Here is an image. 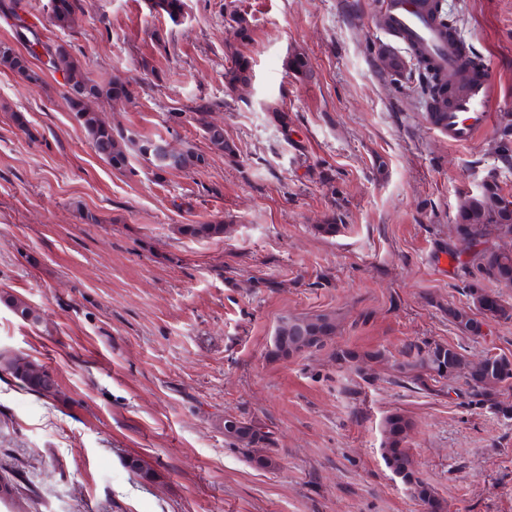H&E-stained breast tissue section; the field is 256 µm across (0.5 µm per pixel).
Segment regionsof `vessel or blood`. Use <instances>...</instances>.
Instances as JSON below:
<instances>
[{
  "instance_id": "vessel-or-blood-1",
  "label": "vessel or blood",
  "mask_w": 512,
  "mask_h": 512,
  "mask_svg": "<svg viewBox=\"0 0 512 512\" xmlns=\"http://www.w3.org/2000/svg\"><path fill=\"white\" fill-rule=\"evenodd\" d=\"M384 27L409 46L425 65L449 78H461L445 107L440 108L436 128L453 144L471 142L491 122L496 85L483 60L466 63L459 45L440 27L433 15V0H379Z\"/></svg>"
}]
</instances>
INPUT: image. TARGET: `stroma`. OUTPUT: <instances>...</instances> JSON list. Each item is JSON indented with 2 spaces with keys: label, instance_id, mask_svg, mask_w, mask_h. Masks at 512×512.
Masks as SVG:
<instances>
[{
  "label": "stroma",
  "instance_id": "stroma-1",
  "mask_svg": "<svg viewBox=\"0 0 512 512\" xmlns=\"http://www.w3.org/2000/svg\"><path fill=\"white\" fill-rule=\"evenodd\" d=\"M25 2L26 25L71 47L91 78L131 79L130 102L96 105L113 127L208 163L158 174L134 156L113 170L69 111L62 72L32 59L34 84L0 68V295L41 317L25 323L0 302V354L56 381L45 397L0 370V480L16 488L0 512H422L382 457L395 410L413 421L408 446L446 512H512V421L395 385L389 363L423 340L512 358V319L480 336L448 319L470 304L460 204L490 180L512 197L497 153L512 128V0H445L498 85L491 124L465 145L432 128L418 64L376 0H185L175 22L150 0H81L64 29L48 0ZM234 8L254 32L252 79L231 93ZM298 53L309 76L287 66ZM202 98L221 102L212 117L236 159L211 152L193 120ZM331 216L333 236L318 229ZM209 223L223 236L178 231ZM312 313L335 314L332 340L272 358L280 319ZM337 348L388 360L366 382L336 365ZM228 414L273 431L277 468L225 441Z\"/></svg>",
  "mask_w": 512,
  "mask_h": 512
}]
</instances>
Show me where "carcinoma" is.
Listing matches in <instances>:
<instances>
[{"mask_svg": "<svg viewBox=\"0 0 512 512\" xmlns=\"http://www.w3.org/2000/svg\"><path fill=\"white\" fill-rule=\"evenodd\" d=\"M184 6L185 0H152L151 4L154 11L165 12L173 21L182 15ZM50 9L53 22L59 27H65L73 21L79 9V0H50ZM230 21L233 23L237 42L241 45L249 42L252 25L247 14L234 10L230 12ZM34 44L43 49L49 67L63 73L69 87L66 102L70 111L89 136L96 152L113 169L127 170L131 152L136 151L142 155L155 146L153 141L136 142L123 135L107 123L100 113L86 105L87 98H105L112 101L128 99L131 95L128 81L114 77L106 83H99L80 68L67 46L50 44L39 39ZM227 57L229 65L224 68V85L234 90L250 81V61L236 48L227 50ZM0 67L30 82L38 81V75L31 70L28 59L9 46H0ZM222 107V101H202L195 105L194 111L211 148L233 159L236 157V146L224 139V130L212 128L211 122L207 121L210 112ZM206 163L204 154L186 148L174 162L158 165L156 169L159 172L169 169L190 171L202 168ZM499 200L501 190L498 185L494 183L485 186L479 194L468 198L460 207L456 229L481 247L477 257L470 260V264L481 276L506 285L512 284V252L501 249L489 251L483 248V244L491 238L512 235V216H507L503 210L497 208ZM179 233L201 239L219 237L224 234V225L184 224L179 227ZM466 289L474 308L485 319L512 318V306L482 288L480 280L468 283ZM448 317L470 335H482L483 322L471 317L468 311L450 307ZM335 328L336 317L332 314L286 317L277 328L270 353L278 359L286 360L304 350L319 349L325 345ZM334 359L339 367L350 369L365 380L371 366L384 361L386 354L381 350L359 353L353 349L340 348L334 352ZM505 360V355H494L486 359L485 363L477 364L452 345L429 340L409 343L400 351V358L395 360L396 382L409 384L421 391H434L438 386L447 384L448 380L461 377L464 379V388L459 390L457 397L465 398L469 404L484 408L499 418L512 420V368H505ZM27 364V358L18 355L0 359V366L26 389L42 395L51 393L52 387L46 377L30 373ZM412 429L413 423L400 412H392L384 418L383 459L402 484H409L414 488L413 497L423 503L428 512H443L442 503L414 468L407 448ZM224 438L242 450L256 465L262 468H274L278 465L273 433L261 423L241 416L234 429H224Z\"/></svg>", "mask_w": 512, "mask_h": 512, "instance_id": "carcinoma-1", "label": "carcinoma"}]
</instances>
